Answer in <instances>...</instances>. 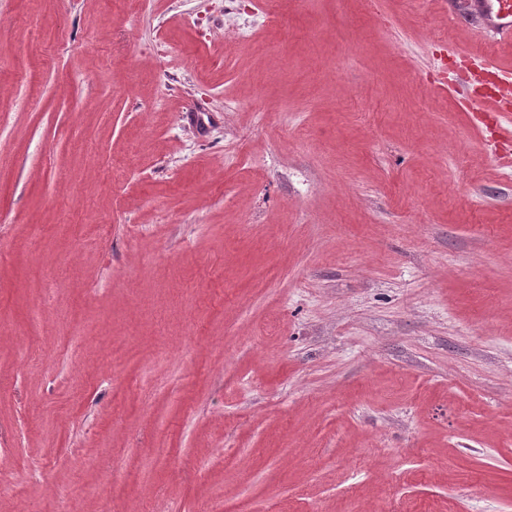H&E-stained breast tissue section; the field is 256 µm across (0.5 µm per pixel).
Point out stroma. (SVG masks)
<instances>
[{"instance_id":"1","label":"stroma","mask_w":512,"mask_h":512,"mask_svg":"<svg viewBox=\"0 0 512 512\" xmlns=\"http://www.w3.org/2000/svg\"><path fill=\"white\" fill-rule=\"evenodd\" d=\"M437 0H0V512H512V167Z\"/></svg>"}]
</instances>
